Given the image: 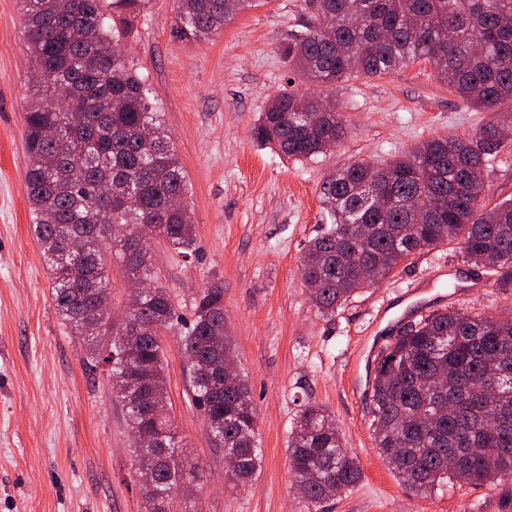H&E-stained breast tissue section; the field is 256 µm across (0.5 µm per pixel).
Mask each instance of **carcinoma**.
Masks as SVG:
<instances>
[{
	"mask_svg": "<svg viewBox=\"0 0 512 512\" xmlns=\"http://www.w3.org/2000/svg\"><path fill=\"white\" fill-rule=\"evenodd\" d=\"M176 33L214 37L256 0H174ZM147 0H18L30 74L25 116V183L34 235L53 281L56 309L94 363L110 366L142 477L146 512H171L174 491L198 478L184 455L167 405L162 331L179 323L165 289L154 287L151 240L189 256L195 250L187 176L149 87L128 63L121 35ZM305 30L283 50L303 79L332 86L378 77L415 61L432 62L438 81L466 104L494 111L512 104V0H306ZM335 101L285 90L252 128L254 141L289 158L315 160L346 135ZM512 143V120L473 137L421 142L377 165L356 161L321 185L326 225L308 241L301 278L324 315L389 276L405 259L454 241L464 259L487 268L493 285L512 289V200L482 204L488 156ZM126 234L115 239L112 226ZM82 240L80 251L71 240ZM145 282L124 319L103 338L90 331L109 269ZM373 277L362 276L361 267ZM194 403L234 468L228 482L261 466L258 413L239 372L224 317V288L204 289L182 336ZM453 383L434 384L437 373ZM376 447L394 475L430 494L451 480L492 485L512 478V318L465 309L437 311L409 325L380 355L372 382ZM458 468L448 466V455ZM298 493L313 504L329 487L354 486L358 459L344 448L326 410L307 404L288 437Z\"/></svg>",
	"mask_w": 512,
	"mask_h": 512,
	"instance_id": "1",
	"label": "carcinoma"
}]
</instances>
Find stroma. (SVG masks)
I'll list each match as a JSON object with an SVG mask.
<instances>
[{
    "label": "stroma",
    "mask_w": 512,
    "mask_h": 512,
    "mask_svg": "<svg viewBox=\"0 0 512 512\" xmlns=\"http://www.w3.org/2000/svg\"><path fill=\"white\" fill-rule=\"evenodd\" d=\"M308 18L304 0H260L208 42L176 35L173 0H149L122 40L144 75L191 184L196 251L153 241L156 286L181 327L164 332L168 401L186 455L200 468L197 496L173 512H512V480L462 482L423 496L392 473L372 435L375 359L409 324L446 308L512 317V294L460 244L412 255L377 285L321 315L299 267L321 229L320 187L333 169L386 163L418 143L471 137L501 121L466 105L430 62L328 87L348 136L314 161L259 146L251 130L282 89L311 87L282 49ZM32 62L17 0H0V512H145L126 410L106 364H90L61 320L24 188V114ZM486 205L512 197V146L484 169ZM224 289V316L259 415L261 467L241 487L193 404L182 326L201 289ZM324 407L362 477L314 507L296 491L288 436L304 404Z\"/></svg>",
    "instance_id": "35a3bbf8"
}]
</instances>
